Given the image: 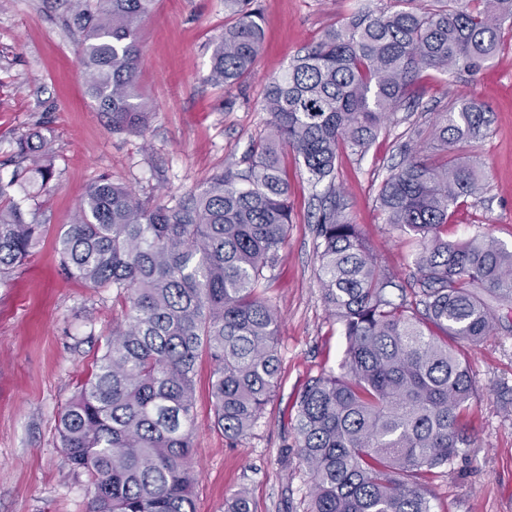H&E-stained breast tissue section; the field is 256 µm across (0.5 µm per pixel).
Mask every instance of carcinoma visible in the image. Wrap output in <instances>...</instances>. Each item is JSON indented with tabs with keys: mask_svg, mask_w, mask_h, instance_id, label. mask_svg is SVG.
Masks as SVG:
<instances>
[{
	"mask_svg": "<svg viewBox=\"0 0 512 512\" xmlns=\"http://www.w3.org/2000/svg\"><path fill=\"white\" fill-rule=\"evenodd\" d=\"M64 2L87 95L112 130L144 135L139 31L154 0ZM396 2L404 7L356 4L349 21L269 81L266 134L244 168L215 174L172 205L143 202L109 177L86 189L57 239L61 269L112 289L122 304L104 353L58 419L68 463L94 488L92 512H196L200 358L213 365L214 424L228 440L251 431L277 387L279 315L265 291L291 222L285 149L325 185L314 225L319 286L347 338L342 373L310 379L296 402L310 512H432L420 478L471 446L463 419L478 390L463 346L494 329L483 294L512 299V248L485 234L444 238L459 199L483 190L476 162L455 146L484 135L491 112L462 98L437 113L430 137L405 147L381 186L386 223L417 243L407 285L378 264L345 214L334 171L340 149L361 155L394 114L417 111L422 69L474 75L492 60L512 0ZM224 13L210 81L230 87L251 71L263 28L254 0H224ZM50 150L44 136L15 141L22 172L41 176L44 188ZM46 232L19 204L0 207V277Z\"/></svg>",
	"mask_w": 512,
	"mask_h": 512,
	"instance_id": "obj_1",
	"label": "carcinoma"
}]
</instances>
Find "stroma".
I'll use <instances>...</instances> for the list:
<instances>
[{
	"label": "stroma",
	"instance_id": "1",
	"mask_svg": "<svg viewBox=\"0 0 512 512\" xmlns=\"http://www.w3.org/2000/svg\"><path fill=\"white\" fill-rule=\"evenodd\" d=\"M355 0H255L263 43L251 72L230 88L208 76L224 30V0H155L142 26L136 90L151 107L144 135L116 132L85 93L73 39L60 26L58 0H0V181L47 226L32 256L0 280V512H89L93 493L61 448L58 416L105 349L121 311L108 288H89L60 272L56 238L86 189L109 176L150 203H168L241 167L265 133V86L305 45L347 21ZM413 90L416 112L397 113L365 155L340 153L336 185L379 264L407 281L415 242L385 224L378 193L403 161L411 130H429L435 112L464 97L492 111L487 134L457 144L476 160L487 190L466 199L447 237L482 230L512 246V31L476 74L427 69ZM52 141L46 190L14 185L16 137ZM291 224L267 297L281 316L280 380L253 430L237 442L214 425L211 366L200 361L193 463L196 512H224L245 490L251 512H306L312 478L296 451L295 403L305 384L340 374L347 348L318 282L313 216L317 190L293 156L284 158ZM495 326L468 360L478 397L465 418L474 442L427 476L433 512H512V302L493 301Z\"/></svg>",
	"mask_w": 512,
	"mask_h": 512
}]
</instances>
